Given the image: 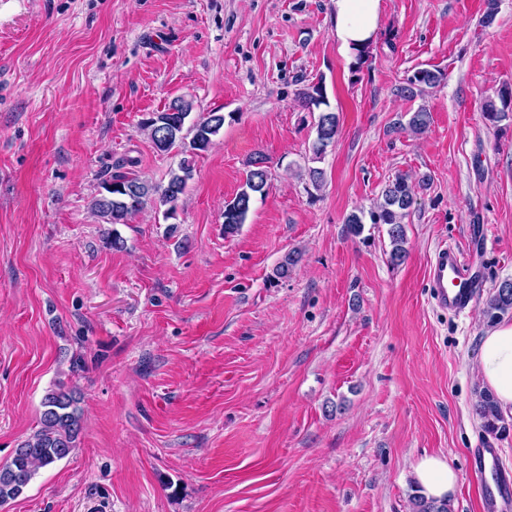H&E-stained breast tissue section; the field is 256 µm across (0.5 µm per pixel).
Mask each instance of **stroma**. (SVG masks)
<instances>
[{
    "instance_id": "stroma-1",
    "label": "stroma",
    "mask_w": 512,
    "mask_h": 512,
    "mask_svg": "<svg viewBox=\"0 0 512 512\" xmlns=\"http://www.w3.org/2000/svg\"><path fill=\"white\" fill-rule=\"evenodd\" d=\"M330 2L0 0V466L50 387L83 397L77 448L0 512H412L426 454L458 475L449 512H484L473 449L512 475V413L496 436L475 413L482 309L512 281V118L483 117L512 86V0L488 26L486 0H382L357 73ZM418 67L444 78L409 100ZM317 79L339 131L310 194L297 92ZM177 96L224 128L174 219L144 210L112 249L91 201L125 160L167 181L179 157L141 121ZM258 152L270 186L225 236ZM400 173L417 202L394 265L386 225L345 219ZM446 245L483 271L459 316L427 281Z\"/></svg>"
}]
</instances>
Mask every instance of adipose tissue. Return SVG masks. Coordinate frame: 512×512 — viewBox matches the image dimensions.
Here are the masks:
<instances>
[{"instance_id": "adipose-tissue-1", "label": "adipose tissue", "mask_w": 512, "mask_h": 512, "mask_svg": "<svg viewBox=\"0 0 512 512\" xmlns=\"http://www.w3.org/2000/svg\"><path fill=\"white\" fill-rule=\"evenodd\" d=\"M333 33L348 53L371 41L380 26L382 0H331ZM478 375L495 395L502 410L512 411V320H503L481 339ZM413 479L426 499L439 503L452 499L458 476L448 462L436 455L419 458L413 466Z\"/></svg>"}]
</instances>
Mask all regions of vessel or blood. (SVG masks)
Here are the masks:
<instances>
[{"label":"vessel or blood","mask_w":512,"mask_h":512,"mask_svg":"<svg viewBox=\"0 0 512 512\" xmlns=\"http://www.w3.org/2000/svg\"><path fill=\"white\" fill-rule=\"evenodd\" d=\"M428 282L437 306L452 315L469 310L477 297L478 275L470 255L457 248H439L430 262ZM512 504V478L499 476L488 489L484 508L499 512Z\"/></svg>","instance_id":"obj_1"}]
</instances>
